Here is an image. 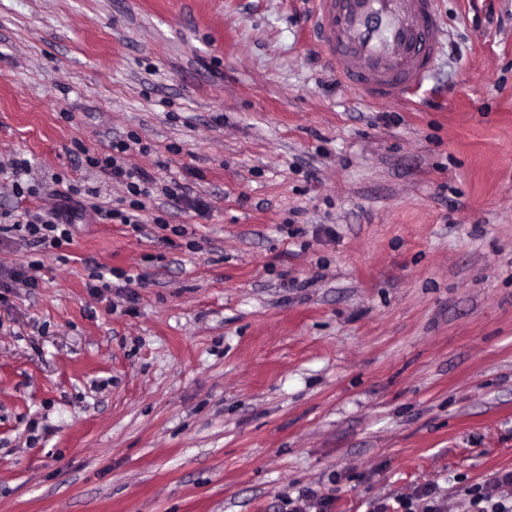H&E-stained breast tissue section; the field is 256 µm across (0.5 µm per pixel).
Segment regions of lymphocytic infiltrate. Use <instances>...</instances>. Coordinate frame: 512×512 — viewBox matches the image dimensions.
<instances>
[{"label": "lymphocytic infiltrate", "instance_id": "1", "mask_svg": "<svg viewBox=\"0 0 512 512\" xmlns=\"http://www.w3.org/2000/svg\"><path fill=\"white\" fill-rule=\"evenodd\" d=\"M135 134L113 139L107 151L86 155L89 168L99 170L127 192L125 207H108L101 201L102 190L97 186L71 185L55 191L56 202L50 209H25L8 213V222L0 226L6 240H20L34 246L56 247L69 240L71 228L80 213L92 210L100 219L119 224L137 225L147 201L162 196L179 203L191 201L198 211H205L202 199L191 198L190 189L177 179L158 181L143 169L130 165L128 153L138 145ZM468 502L476 512H512V470H505L490 483L468 489ZM372 512H448V501L434 488H426L417 495H400L393 502H377Z\"/></svg>", "mask_w": 512, "mask_h": 512}]
</instances>
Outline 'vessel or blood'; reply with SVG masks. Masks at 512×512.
<instances>
[{"mask_svg": "<svg viewBox=\"0 0 512 512\" xmlns=\"http://www.w3.org/2000/svg\"><path fill=\"white\" fill-rule=\"evenodd\" d=\"M314 30L340 75L367 95H416L442 48L436 0H315Z\"/></svg>", "mask_w": 512, "mask_h": 512, "instance_id": "1", "label": "vessel or blood"}]
</instances>
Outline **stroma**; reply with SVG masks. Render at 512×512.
<instances>
[{"label": "stroma", "mask_w": 512, "mask_h": 512, "mask_svg": "<svg viewBox=\"0 0 512 512\" xmlns=\"http://www.w3.org/2000/svg\"><path fill=\"white\" fill-rule=\"evenodd\" d=\"M312 0H0V156L186 203L0 246V512H329L512 470V0H438L419 95L377 101ZM42 263L34 288L9 273ZM131 283L94 289L106 270ZM331 502L329 497L307 487L299 491L296 498H289L288 506L290 512H328Z\"/></svg>", "instance_id": "obj_1"}]
</instances>
